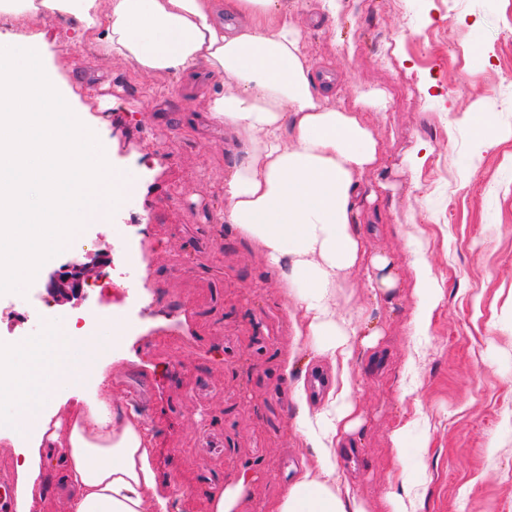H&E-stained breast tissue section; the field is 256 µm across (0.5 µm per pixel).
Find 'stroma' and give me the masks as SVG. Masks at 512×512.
I'll use <instances>...</instances> for the list:
<instances>
[{
	"label": "stroma",
	"mask_w": 512,
	"mask_h": 512,
	"mask_svg": "<svg viewBox=\"0 0 512 512\" xmlns=\"http://www.w3.org/2000/svg\"><path fill=\"white\" fill-rule=\"evenodd\" d=\"M299 26L317 70L340 77L344 97L362 88L383 90L386 103L370 118L382 138L384 173L364 181L387 190L360 216L368 255L387 257L400 275L396 289L378 294L364 274H350L336 291V312L351 318L359 339L346 372L304 350L294 336L292 302L254 242L224 230L220 221L224 175L243 148L224 130L206 125L203 103L177 91L165 76L137 77L130 62L91 55L74 16L50 20L42 53L69 85L97 76L112 106L103 112L101 137L113 162L135 173L141 192L114 211L110 224H93L89 244L59 254L54 267L103 248L120 255L123 238L141 244L138 267L114 265L91 298L122 314L127 293H154L147 317L130 329L135 357L112 365V404L139 411L156 433L155 463L166 512H211L213 490L235 482L241 470L254 480L240 512H269L291 476L311 457L295 424L297 384L311 409L329 393L306 381L324 372L331 386L349 381L360 418L340 449H355L359 463L336 462V483L377 512L397 464L392 431L410 424L408 455L417 475L423 512H512V167L502 148L474 154L468 128L449 134L470 101L487 111L512 98V0H295ZM481 19L479 32L470 23ZM497 57L496 68L476 70L474 45ZM398 59L378 65L384 48ZM433 80L448 97L426 101L419 86ZM163 88L159 98L147 94ZM435 153L413 188L399 166L416 139ZM413 211L414 224H395L394 212ZM426 226L424 257L442 279L444 300L431 332L414 331L419 299L408 280L415 257L411 237ZM374 347L361 344L372 331ZM145 376L152 398L140 406L119 384L121 374ZM224 444L206 460L202 436Z\"/></svg>",
	"instance_id": "stroma-1"
}]
</instances>
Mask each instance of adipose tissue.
<instances>
[{
	"instance_id": "obj_1",
	"label": "adipose tissue",
	"mask_w": 512,
	"mask_h": 512,
	"mask_svg": "<svg viewBox=\"0 0 512 512\" xmlns=\"http://www.w3.org/2000/svg\"><path fill=\"white\" fill-rule=\"evenodd\" d=\"M70 14L93 50L119 56L139 75H167L195 93V80L215 85L204 96V118L245 146L224 179L225 228L255 242L291 299L297 335L314 355L348 358L351 333L336 317V290L353 271L372 267L381 291L396 276L381 255L365 258L359 217L376 192L363 182L381 170L377 132L365 117L382 91L359 90L335 104V86L316 81L301 29L288 0H0V16L38 23ZM238 18L224 29L225 15ZM473 142L493 147L512 140V124L471 104L462 117ZM419 299L417 332L427 333L443 299L422 258L411 263ZM95 335L63 320L47 323L0 357V416L23 452L16 462L18 512H39L33 488L51 470L67 493V512H155L150 497L160 474L156 434L135 412H111L109 362L97 357L100 338L125 348L127 325L112 318ZM94 385L100 397L85 412L61 419L68 398ZM352 403L310 412L298 426L315 463L288 483L269 512H366L336 489L340 435L359 421Z\"/></svg>"
}]
</instances>
